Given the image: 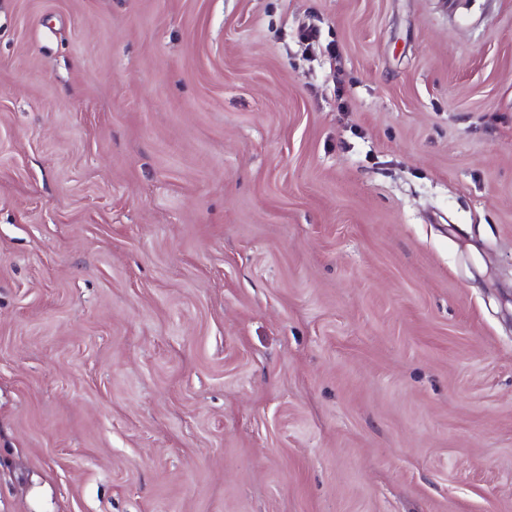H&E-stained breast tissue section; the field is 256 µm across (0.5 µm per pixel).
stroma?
<instances>
[{
  "label": "stroma",
  "mask_w": 512,
  "mask_h": 512,
  "mask_svg": "<svg viewBox=\"0 0 512 512\" xmlns=\"http://www.w3.org/2000/svg\"><path fill=\"white\" fill-rule=\"evenodd\" d=\"M0 512H512V0H0Z\"/></svg>",
  "instance_id": "1"
}]
</instances>
